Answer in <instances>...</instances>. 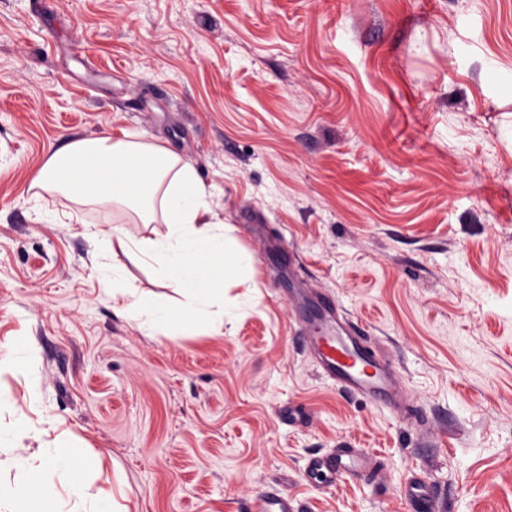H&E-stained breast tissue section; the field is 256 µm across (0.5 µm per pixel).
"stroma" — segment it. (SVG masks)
Segmentation results:
<instances>
[{"mask_svg":"<svg viewBox=\"0 0 512 512\" xmlns=\"http://www.w3.org/2000/svg\"><path fill=\"white\" fill-rule=\"evenodd\" d=\"M512 0H0V512L42 469L48 512H411L420 478L446 512H512ZM160 144L189 161L224 224V324L185 335L130 320L91 233L128 205L32 191L67 143ZM267 228L289 268L253 238ZM136 295L178 305L137 250ZM293 288L367 320L415 416L324 380ZM26 420L29 432L14 430ZM66 448L69 466L42 451ZM367 449L322 483L310 459ZM252 512H299L288 494L281 491H267L259 494Z\"/></svg>","mask_w":512,"mask_h":512,"instance_id":"35a3bbf8","label":"stroma"}]
</instances>
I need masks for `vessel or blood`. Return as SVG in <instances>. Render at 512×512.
I'll return each mask as SVG.
<instances>
[{"instance_id":"vessel-or-blood-1","label":"vessel or blood","mask_w":512,"mask_h":512,"mask_svg":"<svg viewBox=\"0 0 512 512\" xmlns=\"http://www.w3.org/2000/svg\"><path fill=\"white\" fill-rule=\"evenodd\" d=\"M304 345L321 375L353 396L373 399L391 410L404 405L403 391L390 360L370 344L366 325L353 321L329 295L316 292L304 313ZM372 458L360 449L344 448L309 461L308 476H351L370 470ZM412 512H442L439 497L427 484L415 482L405 489ZM253 512H299L292 499L279 491L257 496Z\"/></svg>"}]
</instances>
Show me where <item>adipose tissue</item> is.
I'll return each instance as SVG.
<instances>
[{"label":"adipose tissue","instance_id":"obj_1","mask_svg":"<svg viewBox=\"0 0 512 512\" xmlns=\"http://www.w3.org/2000/svg\"><path fill=\"white\" fill-rule=\"evenodd\" d=\"M34 184L77 198L133 202L143 224L162 218L166 234L141 240L139 247L153 258L156 275L185 288L187 296L178 315H171L166 308L139 299L122 267L103 264L107 295L123 300L132 320L161 328L175 318L190 334L209 315L217 297L211 288L196 283V268L224 254V226L215 222L207 191L186 160L159 145L78 140L55 152Z\"/></svg>","mask_w":512,"mask_h":512}]
</instances>
